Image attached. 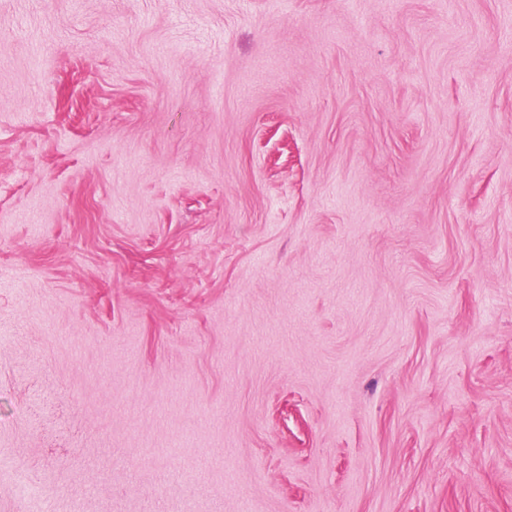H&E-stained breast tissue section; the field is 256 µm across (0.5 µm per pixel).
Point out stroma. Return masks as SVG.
<instances>
[{
	"mask_svg": "<svg viewBox=\"0 0 512 512\" xmlns=\"http://www.w3.org/2000/svg\"><path fill=\"white\" fill-rule=\"evenodd\" d=\"M0 512H512V0H0Z\"/></svg>",
	"mask_w": 512,
	"mask_h": 512,
	"instance_id": "stroma-1",
	"label": "stroma"
}]
</instances>
